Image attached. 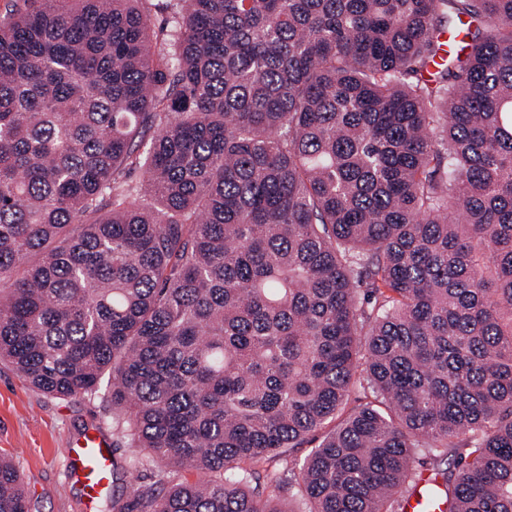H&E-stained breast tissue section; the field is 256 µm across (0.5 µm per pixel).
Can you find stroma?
<instances>
[{
  "instance_id": "35a3bbf8",
  "label": "stroma",
  "mask_w": 512,
  "mask_h": 512,
  "mask_svg": "<svg viewBox=\"0 0 512 512\" xmlns=\"http://www.w3.org/2000/svg\"><path fill=\"white\" fill-rule=\"evenodd\" d=\"M90 428L111 440L124 486H148L161 479L155 465L136 462L135 450L116 430L108 387L84 398H56L33 389L10 363L0 361V454L15 459L38 512H83L80 489L64 485L63 448Z\"/></svg>"
}]
</instances>
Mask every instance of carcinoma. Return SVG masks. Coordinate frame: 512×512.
<instances>
[{"instance_id": "1", "label": "carcinoma", "mask_w": 512, "mask_h": 512, "mask_svg": "<svg viewBox=\"0 0 512 512\" xmlns=\"http://www.w3.org/2000/svg\"><path fill=\"white\" fill-rule=\"evenodd\" d=\"M150 6L0 19V359L197 475L111 512H512V0ZM427 471L429 470L416 465V473L418 478H421L423 473ZM433 484H435L434 479L430 476L424 475L415 491L404 501L402 512H427L428 510H424L423 508L424 497L422 489Z\"/></svg>"}]
</instances>
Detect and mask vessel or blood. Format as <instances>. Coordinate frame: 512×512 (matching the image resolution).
<instances>
[{
    "label": "vessel or blood",
    "instance_id": "vessel-or-blood-1",
    "mask_svg": "<svg viewBox=\"0 0 512 512\" xmlns=\"http://www.w3.org/2000/svg\"><path fill=\"white\" fill-rule=\"evenodd\" d=\"M114 450L107 436L97 429L68 443L64 453L65 479L81 486L86 512H97L101 492L109 482Z\"/></svg>",
    "mask_w": 512,
    "mask_h": 512
}]
</instances>
